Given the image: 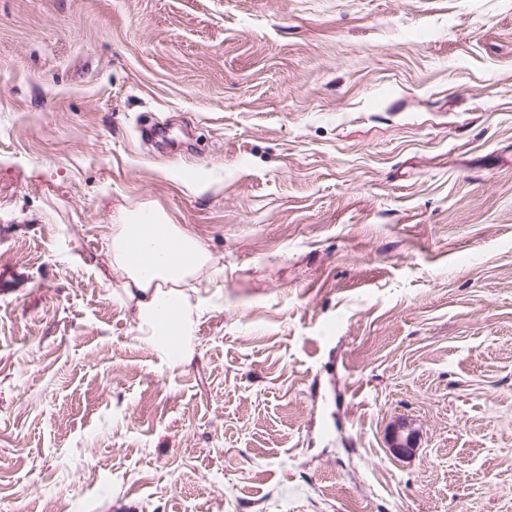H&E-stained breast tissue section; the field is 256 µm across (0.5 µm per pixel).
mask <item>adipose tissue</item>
I'll list each match as a JSON object with an SVG mask.
<instances>
[{
    "label": "adipose tissue",
    "mask_w": 512,
    "mask_h": 512,
    "mask_svg": "<svg viewBox=\"0 0 512 512\" xmlns=\"http://www.w3.org/2000/svg\"><path fill=\"white\" fill-rule=\"evenodd\" d=\"M110 265L128 300L136 306L140 338L176 366L189 356L194 307L187 293L205 269L222 275L206 244L156 208L120 209L112 227Z\"/></svg>",
    "instance_id": "ef3b65f1"
}]
</instances>
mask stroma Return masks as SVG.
I'll use <instances>...</instances> for the list:
<instances>
[{"label":"stroma","mask_w":512,"mask_h":512,"mask_svg":"<svg viewBox=\"0 0 512 512\" xmlns=\"http://www.w3.org/2000/svg\"><path fill=\"white\" fill-rule=\"evenodd\" d=\"M0 512H512V0H0ZM112 226L110 265L128 300L136 306L140 338L156 348L172 366L189 356L187 341L194 330V306L187 288L203 269L222 275L206 244L171 224L156 208H120ZM390 448L393 454L409 455L415 451L413 431L406 423H398L393 431Z\"/></svg>","instance_id":"1"}]
</instances>
